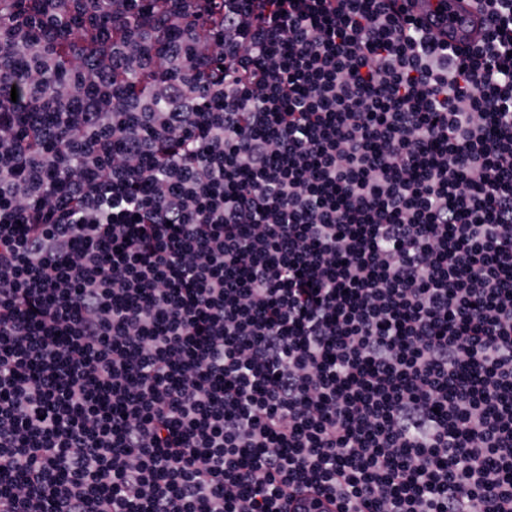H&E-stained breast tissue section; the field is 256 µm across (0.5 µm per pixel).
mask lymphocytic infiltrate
Segmentation results:
<instances>
[{
    "mask_svg": "<svg viewBox=\"0 0 512 512\" xmlns=\"http://www.w3.org/2000/svg\"><path fill=\"white\" fill-rule=\"evenodd\" d=\"M0 512H512V0H9ZM448 12L462 16L465 21H471L470 26L457 30L454 41L463 40L464 42H472L480 40L483 27H480L476 18V16L479 15V11L475 0L448 1Z\"/></svg>",
    "mask_w": 512,
    "mask_h": 512,
    "instance_id": "lymphocytic-infiltrate-1",
    "label": "lymphocytic infiltrate"
}]
</instances>
